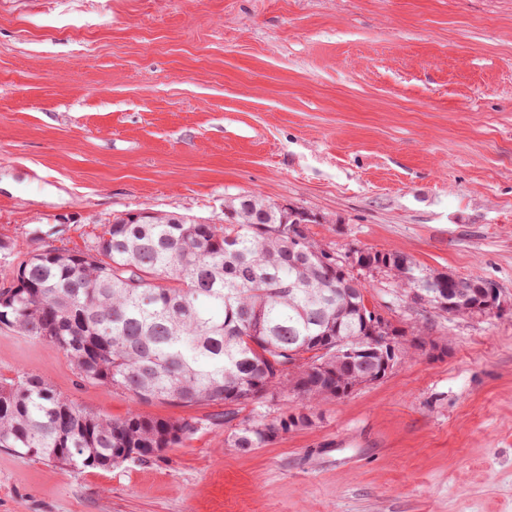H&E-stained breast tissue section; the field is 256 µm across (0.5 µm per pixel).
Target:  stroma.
<instances>
[{"label":"stroma","instance_id":"obj_1","mask_svg":"<svg viewBox=\"0 0 512 512\" xmlns=\"http://www.w3.org/2000/svg\"><path fill=\"white\" fill-rule=\"evenodd\" d=\"M249 193L316 214L338 254L392 250L479 277L501 313L453 317L364 273L369 304L446 351L323 401L243 453L269 394L138 405L0 327V382L92 413L193 417L148 461L61 467L0 448V512H512V0H0V285L115 216L207 222Z\"/></svg>","mask_w":512,"mask_h":512}]
</instances>
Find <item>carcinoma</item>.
<instances>
[{
    "label": "carcinoma",
    "instance_id": "cac0c4a2",
    "mask_svg": "<svg viewBox=\"0 0 512 512\" xmlns=\"http://www.w3.org/2000/svg\"><path fill=\"white\" fill-rule=\"evenodd\" d=\"M315 223L251 194L225 206L222 224L127 213L84 251L26 255L16 285L0 289V325L59 347L80 379L140 403L231 407L296 395L302 410L258 415L231 434L234 448H260L309 425L321 401L389 372L352 268L378 269L433 308L445 298L455 316L487 303L490 281L431 273L398 252L353 250L351 263L329 267L331 247L308 234ZM434 345L418 332L395 345L393 363ZM197 430L193 417L103 418L36 375L0 385V448L61 466L151 458Z\"/></svg>",
    "mask_w": 512,
    "mask_h": 512
}]
</instances>
